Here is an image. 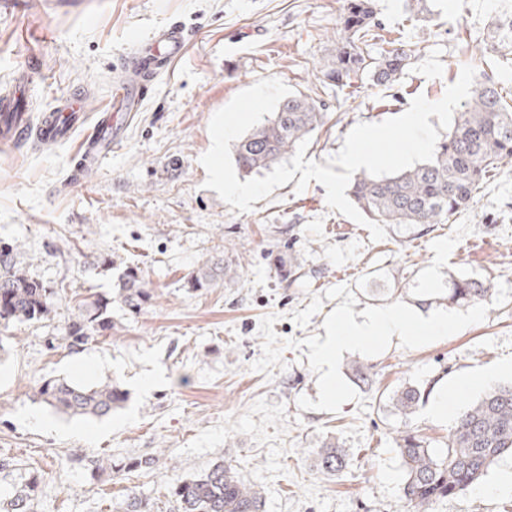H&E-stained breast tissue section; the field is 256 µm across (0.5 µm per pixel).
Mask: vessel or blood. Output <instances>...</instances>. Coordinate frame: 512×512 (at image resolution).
<instances>
[{
  "label": "vessel or blood",
  "instance_id": "vessel-or-blood-1",
  "mask_svg": "<svg viewBox=\"0 0 512 512\" xmlns=\"http://www.w3.org/2000/svg\"><path fill=\"white\" fill-rule=\"evenodd\" d=\"M187 43L184 29L176 25L157 29L150 38L137 43L124 61L123 78L112 88L113 111L99 117L91 113L88 96L79 92L62 97L38 120H31L22 107V95L33 71L22 69L15 86L0 92V147L15 148L32 135L43 143L56 144L67 140L77 129H84L77 150L81 162L70 174L71 179H78L84 170L100 166L109 158L124 125L132 122L140 100L169 71Z\"/></svg>",
  "mask_w": 512,
  "mask_h": 512
}]
</instances>
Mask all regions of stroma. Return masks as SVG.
<instances>
[{
  "instance_id": "35a3bbf8",
  "label": "stroma",
  "mask_w": 512,
  "mask_h": 512,
  "mask_svg": "<svg viewBox=\"0 0 512 512\" xmlns=\"http://www.w3.org/2000/svg\"><path fill=\"white\" fill-rule=\"evenodd\" d=\"M344 0H80L58 6L24 0L0 12V86L33 64L27 108L39 114L72 91L103 103L121 77L131 40L177 22L189 32L184 55L157 81L125 142L82 181L69 180L78 137L0 152V241L35 278L65 285L53 319L0 326V499L21 476L43 480L31 512H116L127 494L152 512H178L177 480L214 463L235 465L260 489L267 512H406L396 440L419 434L443 447L450 420L487 390L512 383V300L483 322L415 348L392 342L381 354L344 353L341 374L359 401L338 413L303 410L317 398L308 347L284 348V369L265 374L259 323L276 316L283 340L324 335L336 306L326 293L349 287L354 312L403 301L421 315L448 309L450 278L512 287V160L485 180L473 204L447 223L386 225V238L328 208L324 186L276 188L242 213L204 188L199 158L211 145L213 114L263 78L325 105L306 158L325 164L358 123L401 115L419 95L440 100L463 66L512 86V54L490 52L487 35L512 0H377L380 34L415 51L393 89L370 79L339 89L316 75L336 46ZM102 252L117 267L93 265ZM297 256L295 279H282L271 254ZM239 265L234 281L193 289L186 281L207 260ZM140 268L152 289L139 314L112 305L113 335L70 352L63 340L74 292L108 294L119 270ZM368 369L358 379L355 366ZM117 382L129 399L102 418L67 417L37 400L41 382ZM470 380L459 390L460 380ZM430 387L408 417L392 406L401 387ZM444 399L449 420L433 417ZM334 437L351 458L324 475L314 466ZM433 512H512V492L437 502Z\"/></svg>"
}]
</instances>
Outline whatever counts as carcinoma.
Here are the masks:
<instances>
[{"mask_svg":"<svg viewBox=\"0 0 512 512\" xmlns=\"http://www.w3.org/2000/svg\"><path fill=\"white\" fill-rule=\"evenodd\" d=\"M378 28L375 0H345L336 53L320 70L323 81L344 88L367 76L379 86L397 85L412 50L401 44L382 50L377 57L366 53L364 48L378 38ZM488 46L494 52L512 47V18L495 23ZM325 116L323 106L307 95L284 98L270 118L236 144L239 171L248 176L275 167L323 125ZM505 159H512V104L507 103L504 87L484 77L474 80L469 100L457 114L448 138L437 147L433 161L385 177L363 174L354 181L350 194L358 208L379 224H444L470 206L479 185ZM16 251L13 244L0 245V326L52 319L59 291L19 266ZM236 274L237 267L211 261L192 273L187 285L204 288ZM488 291L479 281L454 280L448 303L477 302ZM151 300L139 270L127 268L119 275L115 295L93 293L77 302L65 326L68 348L78 350L115 330L112 303L118 301L137 313ZM429 394L420 386H404L394 394L393 404L408 417ZM37 396L59 413L84 418L107 416L128 399L116 383L81 386L64 379L42 381ZM397 449L405 473L407 512H431L433 504L465 494L495 461L512 453V384L488 391L460 413L445 448H430L424 439L407 431L397 440ZM349 464L348 453L334 442H324L316 453V465L327 475L334 476ZM38 484L37 476L28 475L9 501L10 512H30ZM173 493L179 512H265L261 491L243 483L236 468L226 462L178 480ZM121 512H151L149 499L131 493L121 503Z\"/></svg>","mask_w":512,"mask_h":512,"instance_id":"cac0c4a2","label":"carcinoma"}]
</instances>
